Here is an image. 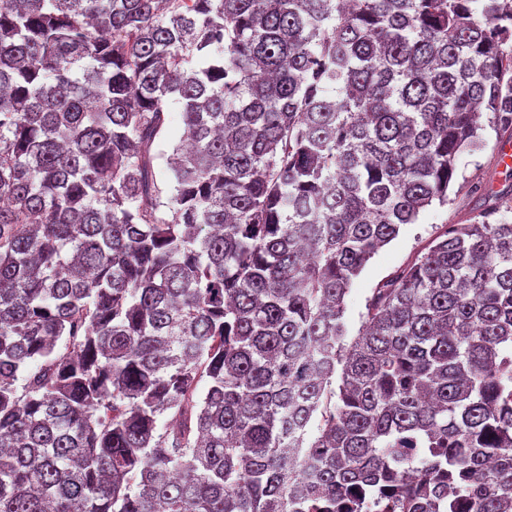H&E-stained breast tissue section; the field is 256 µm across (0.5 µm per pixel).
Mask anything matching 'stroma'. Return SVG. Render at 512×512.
I'll return each mask as SVG.
<instances>
[{"mask_svg": "<svg viewBox=\"0 0 512 512\" xmlns=\"http://www.w3.org/2000/svg\"><path fill=\"white\" fill-rule=\"evenodd\" d=\"M482 149L465 152L456 160L452 199L445 206L427 209L414 224L404 225L398 237L375 255L355 280L347 298L345 323L349 335H357L362 326L365 300L374 288L405 266L417 253L425 251L432 239L451 224H470L476 219L480 201L477 186L493 185L495 190L512 192V169L494 177L500 138L492 128H485Z\"/></svg>", "mask_w": 512, "mask_h": 512, "instance_id": "obj_1", "label": "stroma"}]
</instances>
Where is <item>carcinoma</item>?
<instances>
[{
	"label": "carcinoma",
	"mask_w": 512,
	"mask_h": 512,
	"mask_svg": "<svg viewBox=\"0 0 512 512\" xmlns=\"http://www.w3.org/2000/svg\"><path fill=\"white\" fill-rule=\"evenodd\" d=\"M510 42L512 0H0V512H512V203L344 321L512 136ZM183 133L180 112L175 105L169 108V122L166 130L160 135L156 143V152L159 154L158 167L162 175L166 173V157L172 153L173 144L177 143ZM490 114L483 113L482 131L486 142L482 149L469 153L464 152L456 159V173L450 198L446 206L438 204L427 209L417 224L404 225L398 237L386 245L375 255L362 274L355 280L347 298L345 323L348 337L356 336L362 326L365 313V300L372 294L374 288L390 278L396 271L405 266L417 253L425 252L432 239L441 233L448 224H472L480 210V201L475 188L480 185L491 186L493 190L512 193V165L502 177L491 181V176L502 166H508L512 154L506 146L497 155L504 140L497 136L489 126ZM501 141V142H500ZM496 168V169H495ZM511 191V192H510Z\"/></svg>",
	"instance_id": "obj_1"
}]
</instances>
